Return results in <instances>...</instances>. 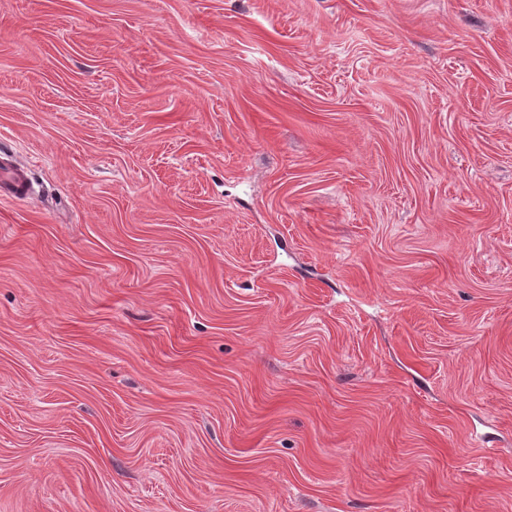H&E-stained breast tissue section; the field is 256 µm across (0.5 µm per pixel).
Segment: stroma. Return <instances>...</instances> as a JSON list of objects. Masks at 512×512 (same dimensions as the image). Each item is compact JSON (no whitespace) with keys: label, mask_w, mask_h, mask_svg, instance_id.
Masks as SVG:
<instances>
[{"label":"stroma","mask_w":512,"mask_h":512,"mask_svg":"<svg viewBox=\"0 0 512 512\" xmlns=\"http://www.w3.org/2000/svg\"><path fill=\"white\" fill-rule=\"evenodd\" d=\"M0 512H512V0H0ZM0 189L6 191L14 198H21L29 194L31 191L30 182L24 170L20 168H12L10 176L1 182Z\"/></svg>","instance_id":"35a3bbf8"}]
</instances>
